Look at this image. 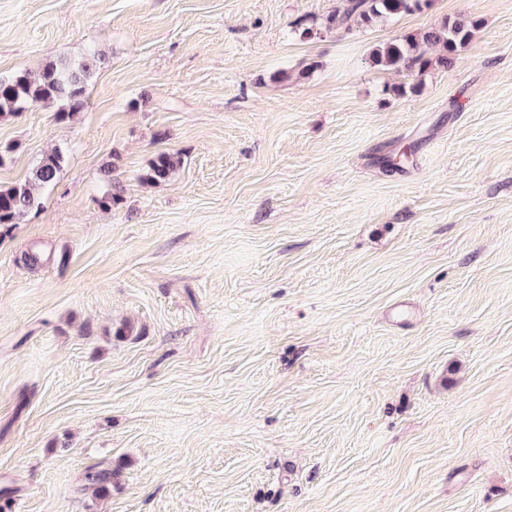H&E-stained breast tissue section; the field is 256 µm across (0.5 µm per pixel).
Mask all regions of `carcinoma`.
Returning a JSON list of instances; mask_svg holds the SVG:
<instances>
[{
	"label": "carcinoma",
	"mask_w": 512,
	"mask_h": 512,
	"mask_svg": "<svg viewBox=\"0 0 512 512\" xmlns=\"http://www.w3.org/2000/svg\"><path fill=\"white\" fill-rule=\"evenodd\" d=\"M428 0H345L344 6L326 17L323 31L349 32L354 25L414 12ZM480 20L471 17L447 21L440 28L409 33L372 52V62L395 71H423L432 64L448 67L459 60L458 52L472 40ZM441 47L431 58L428 49ZM101 54L93 51L78 61L50 62L39 71H19L0 78V116L15 115L41 104H62L61 115L73 119L83 110L87 83ZM64 156L54 151L41 158L32 177L22 183L0 188V227L7 228L42 209L40 189L55 181ZM182 165L181 156L162 153L150 165L146 180L159 182L169 178Z\"/></svg>",
	"instance_id": "cac0c4a2"
}]
</instances>
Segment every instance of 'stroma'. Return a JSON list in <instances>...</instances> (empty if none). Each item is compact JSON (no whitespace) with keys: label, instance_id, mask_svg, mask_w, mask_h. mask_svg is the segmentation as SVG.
<instances>
[{"label":"stroma","instance_id":"1","mask_svg":"<svg viewBox=\"0 0 512 512\" xmlns=\"http://www.w3.org/2000/svg\"><path fill=\"white\" fill-rule=\"evenodd\" d=\"M340 4L0 0V77L103 53L0 119V187L64 155L0 233L7 512H512V0L295 34ZM480 20L471 17L447 21L441 28L409 33L393 43L378 46L372 52V62L395 71H423L433 63L448 68L459 60L458 52L472 40ZM440 46V53L431 58L428 49ZM182 165L181 156L177 153H161L150 165L146 180L159 182L169 178Z\"/></svg>","mask_w":512,"mask_h":512}]
</instances>
